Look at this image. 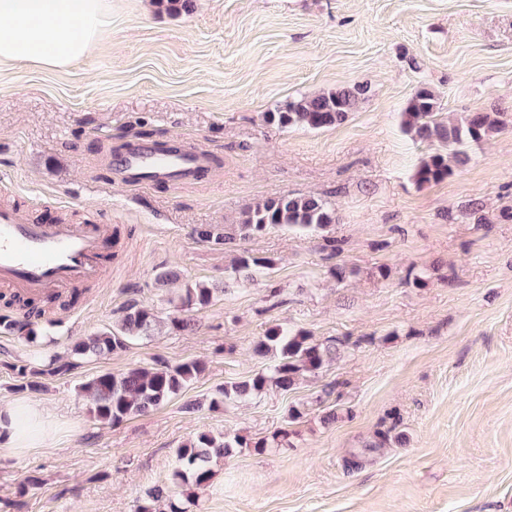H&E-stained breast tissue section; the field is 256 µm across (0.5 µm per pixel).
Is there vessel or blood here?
Instances as JSON below:
<instances>
[{
  "mask_svg": "<svg viewBox=\"0 0 512 512\" xmlns=\"http://www.w3.org/2000/svg\"><path fill=\"white\" fill-rule=\"evenodd\" d=\"M210 164L206 151L173 139L163 148L151 143L129 148L115 159L113 172L128 185L188 184ZM107 233V227L97 223L38 224L19 208L0 206V286L30 297L99 279Z\"/></svg>",
  "mask_w": 512,
  "mask_h": 512,
  "instance_id": "b4317fda",
  "label": "vessel or blood"
}]
</instances>
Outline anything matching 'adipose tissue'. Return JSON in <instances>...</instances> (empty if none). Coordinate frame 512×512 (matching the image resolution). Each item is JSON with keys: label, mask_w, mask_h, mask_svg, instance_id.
<instances>
[{"label": "adipose tissue", "mask_w": 512, "mask_h": 512, "mask_svg": "<svg viewBox=\"0 0 512 512\" xmlns=\"http://www.w3.org/2000/svg\"><path fill=\"white\" fill-rule=\"evenodd\" d=\"M107 25L105 0H0V63L69 66Z\"/></svg>", "instance_id": "1"}]
</instances>
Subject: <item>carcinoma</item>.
<instances>
[{
    "label": "carcinoma",
    "mask_w": 512,
    "mask_h": 512,
    "mask_svg": "<svg viewBox=\"0 0 512 512\" xmlns=\"http://www.w3.org/2000/svg\"><path fill=\"white\" fill-rule=\"evenodd\" d=\"M368 93V87L356 84L315 95L292 97L265 115L268 123L280 128L294 126L324 129L344 122L350 112ZM402 123L421 142L439 143L417 167L416 183L423 185L441 181L453 173V164L466 160L462 148L478 144L501 128L499 120L487 112H470L461 121L445 123L439 119L436 95L427 87L418 89L408 100ZM336 223V212L328 203L315 196H275L258 202L243 213L235 233L228 234L218 225L197 228V234L208 242L230 244L236 239L250 240L276 226L321 228ZM275 264L270 257L242 255L237 258L233 273L249 278L260 269ZM218 287L204 282L183 289L171 301L173 313L167 326L172 332H184L194 326L186 312L209 305ZM156 322V314L135 299L127 301L121 322L110 330L99 331L70 343L72 360L57 357L49 359V371L65 374L73 367V360L85 356H109L127 348L131 339L148 336ZM254 354L269 360L262 372L217 389L210 397L208 407L217 410L228 402L248 396H257L270 388L284 392L293 389L305 375H318L336 356L332 346L321 343L303 330L289 331L276 324L268 327L257 338ZM204 371L198 360L169 363L156 360L150 367H133L122 373L104 372L81 384L80 389L90 398L89 412L95 421L116 426L124 421L163 406L182 393ZM290 432L283 428L273 433L272 439L252 441L235 435L216 437L201 432L186 445L176 449L172 483L174 488L152 487L136 507V512H156L155 504L168 500L169 512H185L183 502L195 501V492L210 482V463L233 453L235 448H253L264 451L268 442L289 443Z\"/></svg>",
    "instance_id": "1"
}]
</instances>
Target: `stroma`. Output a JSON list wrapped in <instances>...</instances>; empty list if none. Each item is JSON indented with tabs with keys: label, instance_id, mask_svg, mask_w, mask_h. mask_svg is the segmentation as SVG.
<instances>
[{
	"label": "stroma",
	"instance_id": "obj_1",
	"mask_svg": "<svg viewBox=\"0 0 512 512\" xmlns=\"http://www.w3.org/2000/svg\"><path fill=\"white\" fill-rule=\"evenodd\" d=\"M107 8L111 24L82 61L0 66V205L40 224L112 227L100 280L34 298L37 345L0 331V406L33 403L48 418L33 447H0V512H135L146 489L170 485L176 448L198 433L258 439L284 426L291 447L213 460L189 512H512V0ZM354 84L368 92L341 125L265 120L288 98ZM421 87L444 121L488 112L504 123L467 147L449 178L423 186L414 172L430 147L401 117ZM149 137L206 150L209 174L190 185L115 184L113 156ZM281 195L322 197L337 221L275 227L231 248L196 233L234 227ZM245 252L276 264L232 279ZM339 264L354 275L336 281ZM166 269L180 271L177 285H157ZM200 281L223 290L192 311V331L159 327L68 374L35 376V391L11 370L32 353L65 355L67 337L116 326L129 299L167 317L176 288ZM274 324L339 351L294 390L185 412L187 401L264 368L252 346ZM160 358L205 370L147 414L115 427L93 421L83 382ZM390 428L402 443L373 448ZM28 475L42 485L17 497Z\"/></svg>",
	"mask_w": 512,
	"mask_h": 512
}]
</instances>
